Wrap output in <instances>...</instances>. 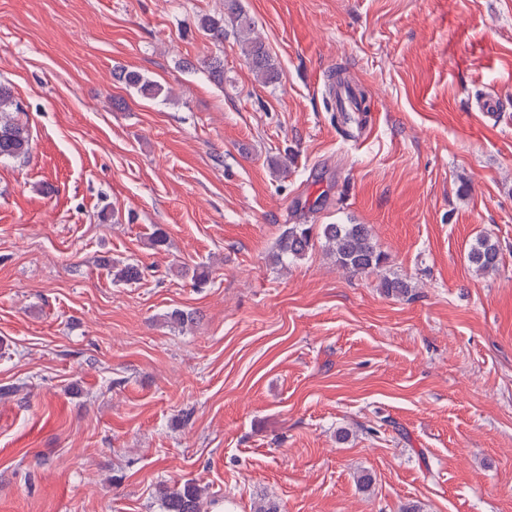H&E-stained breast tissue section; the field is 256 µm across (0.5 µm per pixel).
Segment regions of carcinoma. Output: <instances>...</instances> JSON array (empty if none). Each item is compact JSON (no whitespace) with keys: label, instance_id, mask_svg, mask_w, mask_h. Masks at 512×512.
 <instances>
[{"label":"carcinoma","instance_id":"1","mask_svg":"<svg viewBox=\"0 0 512 512\" xmlns=\"http://www.w3.org/2000/svg\"><path fill=\"white\" fill-rule=\"evenodd\" d=\"M226 13L231 15L237 41L257 80L264 84L279 82L281 73L262 39L254 35L255 26L242 10L240 0H224V13L202 16L199 26L211 40L222 43ZM202 64L218 85H224V59L216 56L203 60ZM114 78L143 97L157 98L162 94L161 85L146 79L137 71L118 67L114 69ZM14 110L18 111L20 107L11 88L0 83V160L25 158L31 151L29 133L11 115ZM318 243L334 258L338 267L352 274L377 271L387 260L386 255L378 249L372 229L367 224H295L279 240L277 262L286 266L300 260ZM468 261L480 274L496 271L500 262L498 244L487 237L478 239L468 252ZM142 274L139 265L127 263L115 272L113 280L135 284L142 279ZM380 287L388 294L401 296L407 293L409 284L397 277L385 276ZM159 499L162 512H208V506L212 503L208 489L192 480L161 487Z\"/></svg>","mask_w":512,"mask_h":512}]
</instances>
